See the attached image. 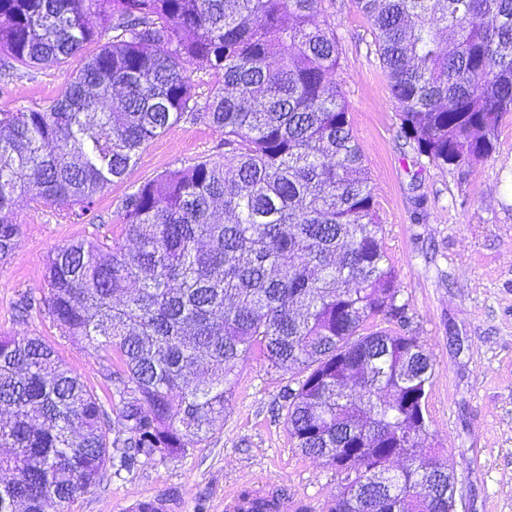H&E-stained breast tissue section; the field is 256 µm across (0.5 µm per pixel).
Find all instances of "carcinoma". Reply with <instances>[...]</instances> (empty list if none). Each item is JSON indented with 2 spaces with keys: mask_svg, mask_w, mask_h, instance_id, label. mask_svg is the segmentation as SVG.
Returning <instances> with one entry per match:
<instances>
[{
  "mask_svg": "<svg viewBox=\"0 0 512 512\" xmlns=\"http://www.w3.org/2000/svg\"><path fill=\"white\" fill-rule=\"evenodd\" d=\"M333 0H0L3 65L59 63L98 43L64 94L0 113V262L18 198L92 212L139 151L180 121L224 132V155L122 202L132 247L78 238L47 256L48 293L20 316L108 349L116 416L39 336L0 334V512L63 507L106 466L204 443L240 362L305 373L282 410L302 454L346 472L327 512H451L433 454L435 367L409 324L364 154L335 87ZM401 135L436 167L490 158L512 114V0H354ZM213 80L208 95L195 76ZM381 316L389 329L370 331ZM244 491L242 512H274Z\"/></svg>",
  "mask_w": 512,
  "mask_h": 512,
  "instance_id": "1",
  "label": "carcinoma"
}]
</instances>
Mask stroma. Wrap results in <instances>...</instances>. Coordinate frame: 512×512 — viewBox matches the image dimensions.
<instances>
[{
	"label": "stroma",
	"mask_w": 512,
	"mask_h": 512,
	"mask_svg": "<svg viewBox=\"0 0 512 512\" xmlns=\"http://www.w3.org/2000/svg\"><path fill=\"white\" fill-rule=\"evenodd\" d=\"M328 13L343 49L336 74L353 134L371 172L384 245L395 267L409 329L429 349L435 375L425 401L438 454L457 478L465 512H512V115L494 155L461 169L418 165L400 134L387 79L372 46L370 25L353 0ZM81 56L34 67L0 65V112L37 108L60 97ZM224 153V134L181 122L141 150L123 180L78 218L60 206L19 199L21 227L9 259L0 264V332L39 336L113 410L106 379L109 355L60 336L48 315L19 317L23 294L47 291L48 253L75 238L119 237L126 194L158 174ZM426 199L424 223L413 220L414 199ZM249 357L240 364L232 405L198 448L132 471L104 470L100 481L65 510L129 512L136 500L162 499L167 512H224V497L283 488L278 512H326L345 474L303 455L288 436L278 408L288 381Z\"/></svg>",
	"instance_id": "35a3bbf8"
}]
</instances>
